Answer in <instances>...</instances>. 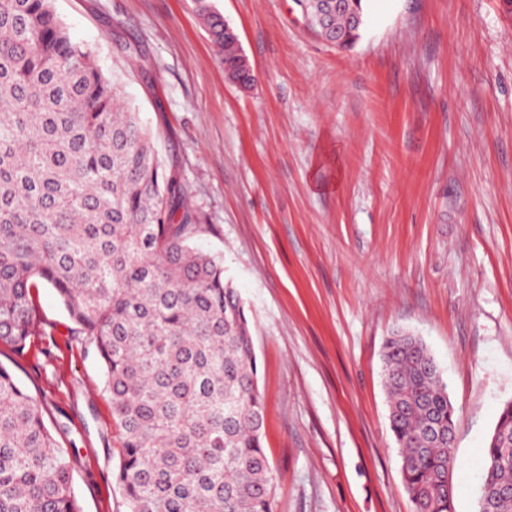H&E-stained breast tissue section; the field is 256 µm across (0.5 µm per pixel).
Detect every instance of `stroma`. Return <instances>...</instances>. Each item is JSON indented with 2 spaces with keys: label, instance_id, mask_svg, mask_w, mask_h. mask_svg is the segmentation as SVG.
Returning a JSON list of instances; mask_svg holds the SVG:
<instances>
[{
  "label": "stroma",
  "instance_id": "stroma-1",
  "mask_svg": "<svg viewBox=\"0 0 512 512\" xmlns=\"http://www.w3.org/2000/svg\"><path fill=\"white\" fill-rule=\"evenodd\" d=\"M255 80L224 73L193 0H54L175 169L252 325L273 512H414L382 378L420 336L455 409V512H478L512 401V14L365 0L327 42L300 0H212ZM0 364L68 454L81 512H128L105 367L54 288Z\"/></svg>",
  "mask_w": 512,
  "mask_h": 512
}]
</instances>
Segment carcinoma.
<instances>
[{
	"instance_id": "cac0c4a2",
	"label": "carcinoma",
	"mask_w": 512,
	"mask_h": 512,
	"mask_svg": "<svg viewBox=\"0 0 512 512\" xmlns=\"http://www.w3.org/2000/svg\"><path fill=\"white\" fill-rule=\"evenodd\" d=\"M350 0L331 23L360 38ZM197 14L227 76L252 85L238 38L209 0ZM179 175L53 0H0V341L38 328L35 289L54 288L94 338L122 436L115 479L129 512H273L253 334ZM389 425L415 512H454L448 385L424 341L386 340ZM478 512H512V402L482 449ZM0 512H80L66 452L0 364Z\"/></svg>"
}]
</instances>
